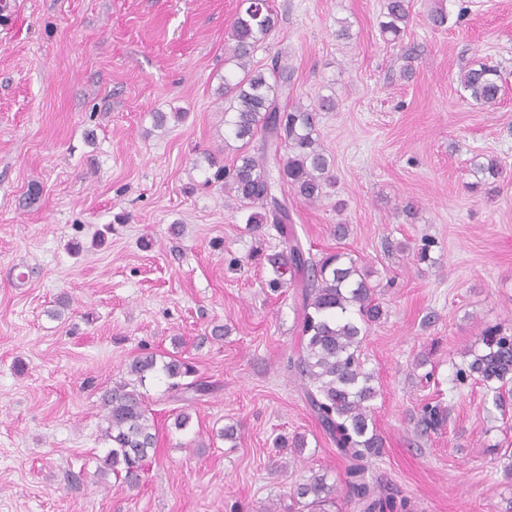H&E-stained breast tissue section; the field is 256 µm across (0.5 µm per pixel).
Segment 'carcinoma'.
<instances>
[{"instance_id":"1","label":"carcinoma","mask_w":512,"mask_h":512,"mask_svg":"<svg viewBox=\"0 0 512 512\" xmlns=\"http://www.w3.org/2000/svg\"><path fill=\"white\" fill-rule=\"evenodd\" d=\"M385 9L381 33L397 41L409 22L408 0H386ZM276 23L269 0H240L227 62L242 75L225 74L220 95L224 126L241 146L229 167L212 153H205L212 170L205 184H220L234 194L249 230L257 231L271 222L287 236L285 250L268 258L275 273L269 287H284L287 274L301 277L300 349L297 356L288 358V366L302 381L305 400L332 439L337 455L345 460L346 492L361 501L366 512H413L410 500L378 496L367 480V458L380 453L383 440L372 419V401L378 392L373 375L364 367L360 346L369 327L383 318V308L352 258L344 253L319 260L310 256L290 226L288 206L276 196L277 190L286 186L308 204L323 197L333 179L332 161L317 140V112L335 107L333 97L322 95L314 106L282 109L278 99L291 82L288 67L277 57L266 71L250 67L254 51ZM499 81L496 68L481 64L467 69L460 83L475 101L495 105L501 98ZM256 138L261 139L258 156L247 149ZM480 342L481 350L457 369L455 382L472 380L484 385L495 406L502 407L512 397V329L501 323L489 326L482 331ZM158 370L171 380L169 389L177 395L208 391V385L199 380L180 382L196 375L194 366L186 361L171 359L159 367L152 355L134 358L128 366L129 378L115 383L102 396L106 426L101 438L111 449L99 466L101 476L112 472L123 475L131 486L138 484L142 465L157 445L155 424L140 388ZM443 419L444 410L428 403L422 407L418 424L426 431ZM329 493L330 487L320 477L294 490L301 499L312 498L315 506L327 501Z\"/></svg>"}]
</instances>
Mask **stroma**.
<instances>
[{"label":"stroma","instance_id":"stroma-1","mask_svg":"<svg viewBox=\"0 0 512 512\" xmlns=\"http://www.w3.org/2000/svg\"><path fill=\"white\" fill-rule=\"evenodd\" d=\"M238 3L0 0V512H307L293 490L319 475L337 488L325 512H364L287 368L300 284L269 288L254 256L284 244L202 185L204 150L236 156L219 88ZM384 3L271 0L278 24L253 66L286 58L280 106L336 99L318 123L335 182L315 204L286 193L288 211L303 247L355 259L385 310L361 343L383 439L370 482L414 512H512V404L453 382L485 325H512V0H410L395 42ZM481 64L502 76L497 105L460 87ZM491 159L489 192L474 165ZM147 353L192 363L210 389L178 401L165 376L147 381L157 452L132 487L98 474L100 400ZM427 403L447 420L424 433Z\"/></svg>","mask_w":512,"mask_h":512}]
</instances>
